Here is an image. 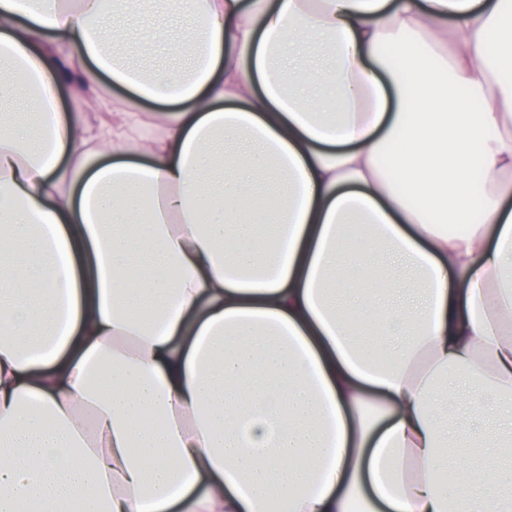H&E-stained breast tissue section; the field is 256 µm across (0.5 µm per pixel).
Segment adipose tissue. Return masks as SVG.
Returning a JSON list of instances; mask_svg holds the SVG:
<instances>
[{"instance_id": "1", "label": "adipose tissue", "mask_w": 512, "mask_h": 512, "mask_svg": "<svg viewBox=\"0 0 512 512\" xmlns=\"http://www.w3.org/2000/svg\"><path fill=\"white\" fill-rule=\"evenodd\" d=\"M511 2L0 0V512H512Z\"/></svg>"}]
</instances>
